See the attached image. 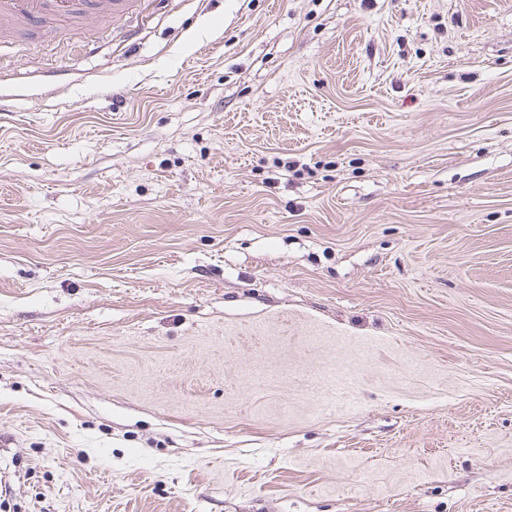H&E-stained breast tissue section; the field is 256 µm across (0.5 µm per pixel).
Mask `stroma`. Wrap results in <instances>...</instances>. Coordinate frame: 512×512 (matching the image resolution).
<instances>
[{
    "instance_id": "stroma-1",
    "label": "stroma",
    "mask_w": 512,
    "mask_h": 512,
    "mask_svg": "<svg viewBox=\"0 0 512 512\" xmlns=\"http://www.w3.org/2000/svg\"><path fill=\"white\" fill-rule=\"evenodd\" d=\"M0 477V512H512V0L0 36Z\"/></svg>"
}]
</instances>
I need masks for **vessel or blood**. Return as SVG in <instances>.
I'll list each match as a JSON object with an SVG mask.
<instances>
[{"mask_svg":"<svg viewBox=\"0 0 512 512\" xmlns=\"http://www.w3.org/2000/svg\"><path fill=\"white\" fill-rule=\"evenodd\" d=\"M132 0H0V27L35 31L56 18L84 17L99 21L124 14Z\"/></svg>","mask_w":512,"mask_h":512,"instance_id":"1","label":"vessel or blood"}]
</instances>
